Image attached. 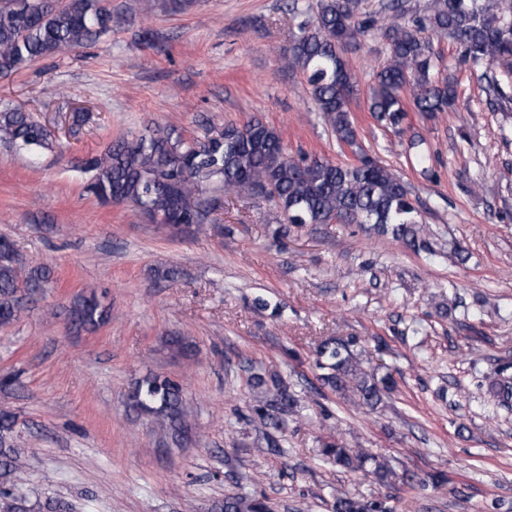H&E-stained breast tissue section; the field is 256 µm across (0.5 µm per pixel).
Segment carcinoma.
Here are the masks:
<instances>
[{
	"mask_svg": "<svg viewBox=\"0 0 512 512\" xmlns=\"http://www.w3.org/2000/svg\"><path fill=\"white\" fill-rule=\"evenodd\" d=\"M360 0H320L313 17L292 32L283 54L285 65L306 77L317 111L336 139L355 148V161L336 163L323 157L288 155L275 129L253 118L226 124L199 138L149 129L132 139L122 138L91 158L88 190L102 201L127 203L157 224L203 228L205 214L189 208V199L208 194L257 197L272 206L280 223L359 224L389 236L414 251L429 249L420 214L406 184L358 143L351 116L356 80L344 57L346 48L376 33L387 41L388 62L376 74L369 111L394 130L407 119L402 94L410 90L416 111L446 112L457 104L453 78L434 79L429 36L448 37L460 50L459 60L480 71L479 81L500 105L512 102L494 71L512 74V4L505 0H431L424 14L404 21L403 0H385L379 14L388 23L377 26L370 15L359 16ZM108 0H5L0 5V78H9L26 65L49 55L75 51L112 29ZM0 143L35 154L52 147L46 126L20 107L0 110ZM32 291L52 278L48 268H27L11 240L0 235V327L12 324L23 308L19 280ZM110 315L98 296L80 295L70 318L78 327H95ZM353 339L328 338L317 347L323 385L351 391L358 404L374 409L393 386L390 375L377 376L361 366ZM252 412L273 452L280 451L274 433L284 428L298 402L278 375L254 373ZM502 404L512 403V378L491 385ZM128 406L145 414L165 434L189 431L183 387L154 374L142 379L128 395ZM15 418L0 411V512H29L11 447ZM323 461L348 471H363L382 485L395 476L393 468L364 448L339 441L324 443ZM214 512H273L263 497L228 494ZM334 512H390L385 501L336 494Z\"/></svg>",
	"mask_w": 512,
	"mask_h": 512,
	"instance_id": "obj_1",
	"label": "carcinoma"
}]
</instances>
